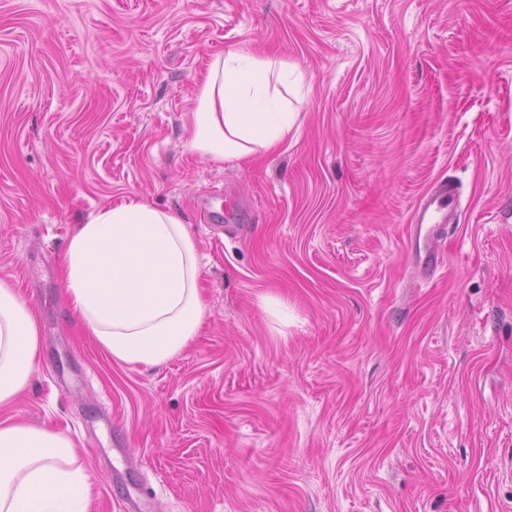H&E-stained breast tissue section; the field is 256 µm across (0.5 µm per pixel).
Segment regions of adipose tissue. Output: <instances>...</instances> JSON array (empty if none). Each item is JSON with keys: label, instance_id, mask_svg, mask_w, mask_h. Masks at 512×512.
<instances>
[{"label": "adipose tissue", "instance_id": "ef3b65f1", "mask_svg": "<svg viewBox=\"0 0 512 512\" xmlns=\"http://www.w3.org/2000/svg\"><path fill=\"white\" fill-rule=\"evenodd\" d=\"M297 77L287 62L226 48L198 83L189 149L218 162L276 153L296 127L283 91ZM203 274L181 217L135 201L77 225L62 267L68 304L89 336L112 359L144 368L166 364L198 336ZM39 347L34 313L0 280V512H90L91 475L77 464L76 444L9 414L36 371Z\"/></svg>", "mask_w": 512, "mask_h": 512}]
</instances>
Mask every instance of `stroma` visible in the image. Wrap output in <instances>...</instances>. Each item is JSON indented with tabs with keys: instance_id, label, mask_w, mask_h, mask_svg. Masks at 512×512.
<instances>
[{
	"instance_id": "35a3bbf8",
	"label": "stroma",
	"mask_w": 512,
	"mask_h": 512,
	"mask_svg": "<svg viewBox=\"0 0 512 512\" xmlns=\"http://www.w3.org/2000/svg\"><path fill=\"white\" fill-rule=\"evenodd\" d=\"M232 45L301 75L257 162L188 147ZM439 181L461 208L424 275ZM129 199L206 265L200 336L149 369L60 271ZM0 279L41 331L11 412L76 441L91 512H512V0H0ZM460 205L458 192L448 183H439L431 186L416 205L413 224L418 240L421 237L423 226H430L424 236L426 245L423 255L421 250L416 251L422 266L434 267V270H436L437 256L432 250L431 245L438 236V232L457 213Z\"/></svg>"
}]
</instances>
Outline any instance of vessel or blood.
Returning a JSON list of instances; mask_svg holds the SVG:
<instances>
[{
  "instance_id": "b4317fda",
  "label": "vessel or blood",
  "mask_w": 512,
  "mask_h": 512,
  "mask_svg": "<svg viewBox=\"0 0 512 512\" xmlns=\"http://www.w3.org/2000/svg\"><path fill=\"white\" fill-rule=\"evenodd\" d=\"M460 207V196L456 189L448 184L439 183L431 186L415 207L413 224L415 230L425 233L427 242L419 261L423 266L434 267L437 256L431 248L439 231L454 216Z\"/></svg>"
}]
</instances>
